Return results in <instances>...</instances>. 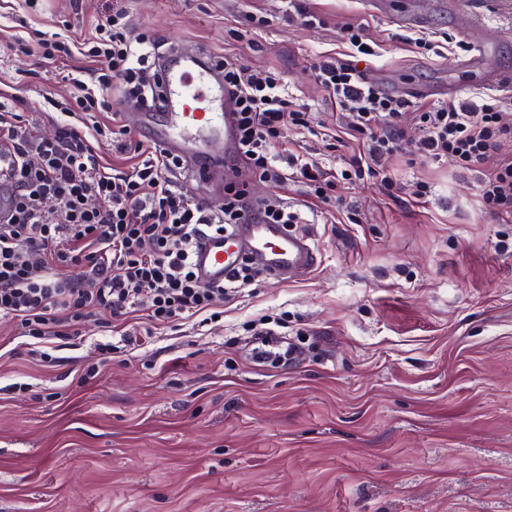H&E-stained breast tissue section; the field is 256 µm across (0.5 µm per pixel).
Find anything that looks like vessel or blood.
Returning a JSON list of instances; mask_svg holds the SVG:
<instances>
[{"mask_svg": "<svg viewBox=\"0 0 512 512\" xmlns=\"http://www.w3.org/2000/svg\"><path fill=\"white\" fill-rule=\"evenodd\" d=\"M158 112L134 108L124 121L147 143L185 158L199 187L195 198L207 207L224 202V157L235 146V123L222 70L197 52L173 55L158 64ZM251 258L279 280L311 272L317 261L309 236L284 224H237L219 235L204 238L194 254V268L202 283L227 279L242 258Z\"/></svg>", "mask_w": 512, "mask_h": 512, "instance_id": "1", "label": "vessel or blood"}]
</instances>
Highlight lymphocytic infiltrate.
I'll list each match as a JSON object with an SVG mask.
<instances>
[{
  "label": "lymphocytic infiltrate",
  "mask_w": 512,
  "mask_h": 512,
  "mask_svg": "<svg viewBox=\"0 0 512 512\" xmlns=\"http://www.w3.org/2000/svg\"><path fill=\"white\" fill-rule=\"evenodd\" d=\"M125 18L121 0H113L82 42L35 32L29 55L58 60L77 53L91 64L66 74L69 91L53 101L58 114L47 130L27 133L21 114L0 103V160L8 161L12 183V214L0 224V321L19 322L24 335L41 341L78 336L137 312L143 323L128 339L146 347L157 326L202 313L221 316L225 297L258 281L261 272L247 263L224 284L203 285L193 269L200 240L232 224L303 221L279 199L249 201V187L298 179L320 202L331 198L334 183L322 165H276L289 132L310 126V109L279 72L249 68L237 57L221 61L238 162L224 183L222 206L196 203L173 180L184 167L180 158L136 140L121 117L101 121L116 90L137 108L161 107L158 43L149 33H132ZM312 73L347 113L350 139L367 147L366 155L349 160L344 179L367 176L387 194L428 198L427 182H399L384 165L408 141L416 157L482 169L483 207L512 222V157L500 152L512 141V98L414 107L367 82L346 60L323 57ZM100 144L128 155L132 165L108 171L96 151Z\"/></svg>",
  "instance_id": "lymphocytic-infiltrate-1"
}]
</instances>
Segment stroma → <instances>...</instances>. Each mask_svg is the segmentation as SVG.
Instances as JSON below:
<instances>
[{
	"mask_svg": "<svg viewBox=\"0 0 512 512\" xmlns=\"http://www.w3.org/2000/svg\"><path fill=\"white\" fill-rule=\"evenodd\" d=\"M428 54L368 0H125L133 31L161 53L190 45L271 67L312 109L291 133L302 160L343 167L322 134L344 117L311 77L336 52L339 27L367 21L377 56L355 60L375 85L446 86L457 95L512 96V0H419ZM105 0H0V94L39 121L73 62L35 64L10 44L39 29L89 34ZM318 13L308 28L287 7ZM511 78L485 87L460 69L483 33ZM270 19L255 29L251 16ZM398 179L432 185L426 202L391 198L372 182L336 180L338 207L310 230L312 274L264 278L230 297L219 322L194 316L134 350L119 333L54 341L55 364L34 361L32 338L0 323V512H512V223L482 206V175L395 159ZM287 313L299 359L254 358L246 327ZM111 344L103 358L97 343ZM99 375L79 385L84 368Z\"/></svg>",
	"mask_w": 512,
	"mask_h": 512,
	"instance_id": "35a3bbf8",
	"label": "stroma"
}]
</instances>
